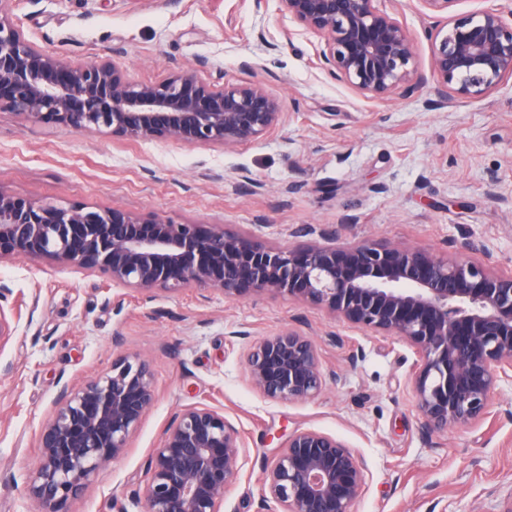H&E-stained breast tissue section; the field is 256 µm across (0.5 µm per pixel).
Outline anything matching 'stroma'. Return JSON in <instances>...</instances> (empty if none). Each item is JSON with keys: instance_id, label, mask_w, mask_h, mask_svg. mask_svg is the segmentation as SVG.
Wrapping results in <instances>:
<instances>
[{"instance_id": "35a3bbf8", "label": "stroma", "mask_w": 512, "mask_h": 512, "mask_svg": "<svg viewBox=\"0 0 512 512\" xmlns=\"http://www.w3.org/2000/svg\"><path fill=\"white\" fill-rule=\"evenodd\" d=\"M410 31L431 71L430 26L416 0H379ZM0 11L40 50L75 64L117 63L127 80L179 69L199 80L255 82L284 118L236 147L79 132L0 108V189L67 207L85 204L177 223L218 224L276 246L368 241L424 249L512 275V80L481 100L435 103L431 89L379 101L318 63L320 39L279 0H5ZM311 237L294 236L298 225ZM479 251H461L463 239ZM0 307L13 328L0 346V512H35L28 485L38 433L63 390L124 355L149 362L154 407L124 455L67 512H140L137 490L167 426L210 406L244 448L223 512H257L278 437L313 429L354 448L367 467L354 512H501L512 488V390L470 427L419 429L411 347L334 320L280 294L229 298L207 286L140 291L48 258L0 259ZM307 334L323 392L275 402L251 384L252 344Z\"/></svg>"}]
</instances>
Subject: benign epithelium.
<instances>
[{
    "label": "benign epithelium",
    "instance_id": "1",
    "mask_svg": "<svg viewBox=\"0 0 512 512\" xmlns=\"http://www.w3.org/2000/svg\"><path fill=\"white\" fill-rule=\"evenodd\" d=\"M321 38L320 63L336 80L377 100L432 84L437 102L478 100L512 80V9L490 4L464 16L458 0H417L437 18L428 29L430 76L418 72L413 38L378 0H279ZM76 131L109 129L132 139L170 138L226 148L276 128L281 104L258 83L210 85L182 69L135 85L109 62L73 64L37 49L0 16V106ZM274 247L212 224H178L84 205L60 207L0 189V259L23 254L99 272L150 291L207 285L229 297L284 293L362 330L412 347L420 429L426 436L485 419L512 386V277L487 265L424 250L358 243ZM252 384L269 400L307 401L327 379L300 331L266 336L247 355ZM156 401L149 363L124 357L64 391L43 423L40 467L29 485L36 512H65L96 473L125 452ZM243 442L223 414L184 410L168 427L138 494L142 512H221L239 476ZM265 486L285 512H353L367 480L355 449L329 434L295 430L280 444Z\"/></svg>",
    "mask_w": 512,
    "mask_h": 512
}]
</instances>
